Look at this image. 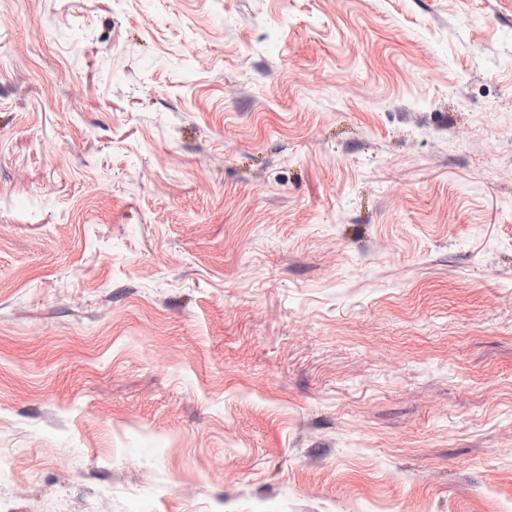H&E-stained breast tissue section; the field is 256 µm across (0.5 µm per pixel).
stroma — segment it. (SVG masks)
I'll use <instances>...</instances> for the list:
<instances>
[{
	"mask_svg": "<svg viewBox=\"0 0 512 512\" xmlns=\"http://www.w3.org/2000/svg\"><path fill=\"white\" fill-rule=\"evenodd\" d=\"M0 512H512V0H0Z\"/></svg>",
	"mask_w": 512,
	"mask_h": 512,
	"instance_id": "1",
	"label": "stroma"
}]
</instances>
